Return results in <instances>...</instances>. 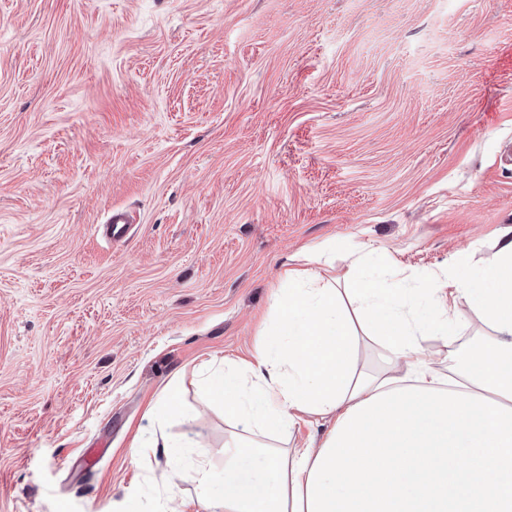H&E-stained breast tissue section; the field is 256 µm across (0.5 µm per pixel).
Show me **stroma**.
Here are the masks:
<instances>
[{
    "label": "stroma",
    "instance_id": "stroma-1",
    "mask_svg": "<svg viewBox=\"0 0 512 512\" xmlns=\"http://www.w3.org/2000/svg\"><path fill=\"white\" fill-rule=\"evenodd\" d=\"M509 229L512 0H0V512H169L148 409L178 386L168 435L223 471L199 369L250 355L287 259L405 278ZM460 323L423 357L491 343ZM130 229L129 218L122 211H113L107 220V224L98 226L100 235L110 241L125 238L129 234Z\"/></svg>",
    "mask_w": 512,
    "mask_h": 512
}]
</instances>
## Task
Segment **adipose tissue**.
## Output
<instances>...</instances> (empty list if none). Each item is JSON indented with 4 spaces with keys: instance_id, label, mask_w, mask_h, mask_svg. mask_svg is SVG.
I'll use <instances>...</instances> for the list:
<instances>
[{
    "instance_id": "obj_1",
    "label": "adipose tissue",
    "mask_w": 512,
    "mask_h": 512,
    "mask_svg": "<svg viewBox=\"0 0 512 512\" xmlns=\"http://www.w3.org/2000/svg\"><path fill=\"white\" fill-rule=\"evenodd\" d=\"M372 258L351 252L340 289L284 266L276 322L250 357L204 363L231 428L222 475L203 459L189 470L204 512H512V229L479 265L410 284L371 270ZM463 301L494 336L450 376L423 362L422 343L454 340ZM366 338L384 351L373 371L360 364ZM180 410L172 394L157 403L159 425L133 461L197 447L165 432ZM309 417L326 427L320 442L292 444Z\"/></svg>"
}]
</instances>
